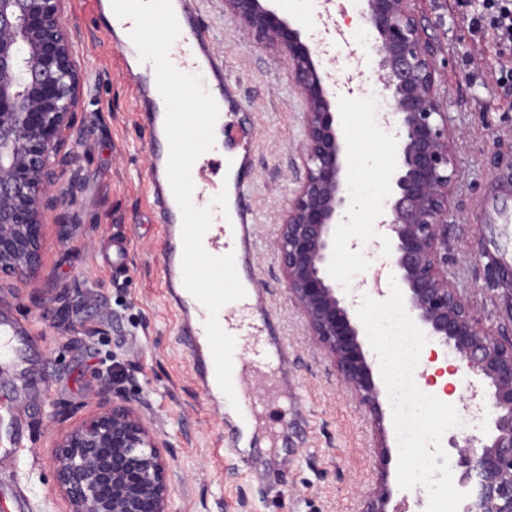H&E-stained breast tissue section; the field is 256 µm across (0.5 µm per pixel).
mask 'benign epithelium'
<instances>
[{
	"label": "benign epithelium",
	"instance_id": "7a95c632",
	"mask_svg": "<svg viewBox=\"0 0 512 512\" xmlns=\"http://www.w3.org/2000/svg\"><path fill=\"white\" fill-rule=\"evenodd\" d=\"M67 0H0V281L29 286L42 267L48 212L76 200L64 184L86 76L74 63ZM414 0H363L376 66L397 120L395 164L381 221L405 306L427 340L459 355L491 388L496 433L461 448L458 483L477 484L466 512H512V332H491L448 280V213L455 139L437 99L436 70ZM258 42L276 47L302 97L304 174L275 241L288 297L307 335L327 353L361 403L378 411L380 387L360 340L353 304L336 285V226L346 208L347 145L329 75L301 32L270 0H224ZM96 409L55 444L56 490L68 512H173L170 443L124 394L101 378ZM378 483L367 512H388Z\"/></svg>",
	"mask_w": 512,
	"mask_h": 512
}]
</instances>
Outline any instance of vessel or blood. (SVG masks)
Wrapping results in <instances>:
<instances>
[{
	"instance_id": "obj_1",
	"label": "vessel or blood",
	"mask_w": 512,
	"mask_h": 512,
	"mask_svg": "<svg viewBox=\"0 0 512 512\" xmlns=\"http://www.w3.org/2000/svg\"><path fill=\"white\" fill-rule=\"evenodd\" d=\"M179 22L178 48L170 60L180 71L200 76L205 90L216 104L232 107L236 104L233 88L224 71V64L216 57L209 36L198 21L197 0H172ZM105 38L117 51L125 74L134 85L136 110L150 132L148 177L146 196L158 211L163 224L162 283L168 305L179 318V334L182 336L197 382L205 397L211 401H224L225 395L218 386L214 360L207 338L205 323L208 312L196 303L186 290L182 274V214L173 195L168 177V140L165 132L166 107L157 91L155 69L151 63L141 61L128 41L133 23L118 18L111 0H92ZM216 133L227 141L236 143L240 154L234 176L226 186L212 182L204 168L192 173L194 183L193 202L197 207H212L213 222L204 236L203 245L214 256L233 254L238 276L246 290L243 299L231 308L219 311L218 321L225 332L232 335L237 346L246 351L245 357H234L232 382L239 410L231 426L233 434L229 448H237V434L241 426L251 424L267 406L266 399L250 393L252 376L272 369L282 368L288 352L277 338L271 319L265 313L269 307L266 293L253 285L256 275L254 255L256 251L255 211L249 201L248 177L253 162L252 126L244 124L239 130L216 123ZM227 193L226 209L212 206L219 191ZM24 328L9 318L0 319V361L16 359V339L24 335Z\"/></svg>"
}]
</instances>
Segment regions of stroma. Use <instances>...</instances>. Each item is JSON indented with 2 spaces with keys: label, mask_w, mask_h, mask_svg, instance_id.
Returning a JSON list of instances; mask_svg holds the SVG:
<instances>
[{
  "label": "stroma",
  "mask_w": 512,
  "mask_h": 512,
  "mask_svg": "<svg viewBox=\"0 0 512 512\" xmlns=\"http://www.w3.org/2000/svg\"><path fill=\"white\" fill-rule=\"evenodd\" d=\"M200 23L225 58L234 92L253 122L255 285L267 292L276 331L288 348L294 402L255 422L253 467L224 446V411L199 392L174 314L164 303L162 238L148 203L150 136L133 110V89L118 54L97 31L91 0H69L65 24L74 59L86 73L75 118L76 145L64 180L75 203L52 214L39 279L20 296L0 294V311L31 324L36 337L28 370L0 366V448L14 432V416L30 425L26 451L12 469L29 499V512H67L55 490L51 453L56 434L93 407L101 371L116 365L115 390L131 396L165 434L174 472L176 512H364L379 481L377 445L397 450L388 392L380 412L360 404L330 358L307 336L288 297L275 253L277 226L303 175L304 103L277 52L256 43L224 9V0H200ZM417 18L434 47L439 101L456 135V187L448 217V278L484 326L512 323V88L497 85L501 60L480 48L455 0H417ZM335 26L343 40L320 51L336 93L347 171L357 211L347 237L336 244L340 286L367 281L382 270L385 247L372 240L377 199L386 197L394 164L391 141L370 120L380 81L373 51L355 36L347 0H338ZM77 224L89 246L61 244L55 225ZM67 286L70 300L56 310L46 299ZM65 326L67 335L56 332Z\"/></svg>",
  "instance_id": "35a3bbf8"
}]
</instances>
